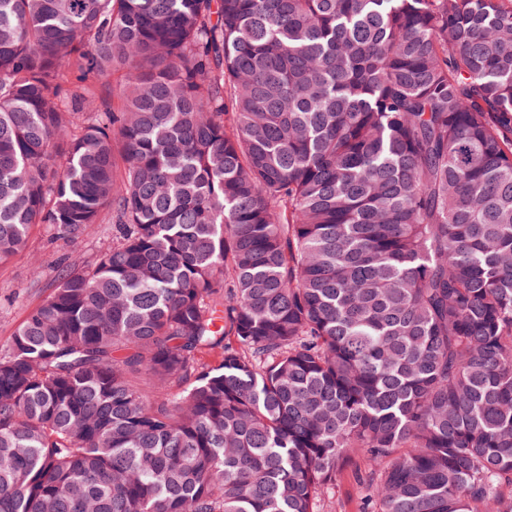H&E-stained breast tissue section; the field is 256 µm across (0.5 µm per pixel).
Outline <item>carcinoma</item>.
Masks as SVG:
<instances>
[{
    "mask_svg": "<svg viewBox=\"0 0 512 512\" xmlns=\"http://www.w3.org/2000/svg\"><path fill=\"white\" fill-rule=\"evenodd\" d=\"M107 209L0 512H512V0H0V262ZM366 463L360 454L342 466L336 474V484L322 496L320 512H359L363 493L358 476L364 472Z\"/></svg>",
    "mask_w": 512,
    "mask_h": 512,
    "instance_id": "carcinoma-1",
    "label": "carcinoma"
}]
</instances>
